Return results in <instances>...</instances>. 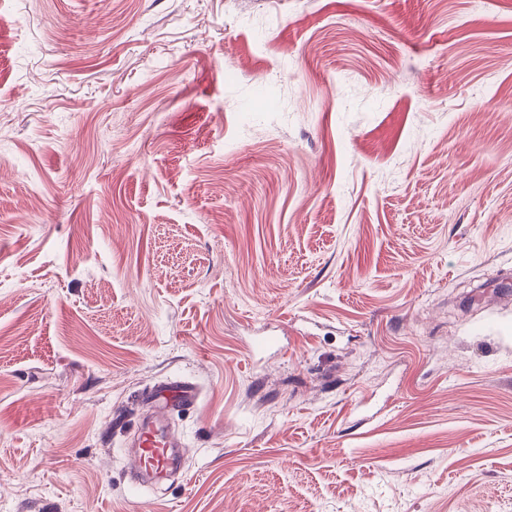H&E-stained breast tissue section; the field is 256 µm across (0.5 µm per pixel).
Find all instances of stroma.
Instances as JSON below:
<instances>
[{
  "label": "stroma",
  "instance_id": "1",
  "mask_svg": "<svg viewBox=\"0 0 512 512\" xmlns=\"http://www.w3.org/2000/svg\"><path fill=\"white\" fill-rule=\"evenodd\" d=\"M0 512H512V0H0ZM144 396L153 406L150 415L140 418L133 435L135 450L129 471L133 485L139 483V475L162 477L179 467L175 448L181 446V441L171 416L193 407L200 392L187 379H166L154 384Z\"/></svg>",
  "mask_w": 512,
  "mask_h": 512
}]
</instances>
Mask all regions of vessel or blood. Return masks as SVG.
<instances>
[{
	"mask_svg": "<svg viewBox=\"0 0 512 512\" xmlns=\"http://www.w3.org/2000/svg\"><path fill=\"white\" fill-rule=\"evenodd\" d=\"M145 398L151 413L141 418L133 435V466L130 481L162 477L178 467L175 450L180 438L171 423L174 413L193 407L200 398L198 388L186 379H166L154 384Z\"/></svg>",
	"mask_w": 512,
	"mask_h": 512,
	"instance_id": "1",
	"label": "vessel or blood"
}]
</instances>
